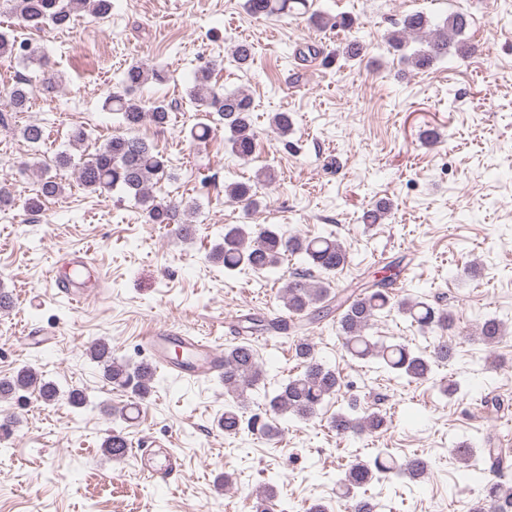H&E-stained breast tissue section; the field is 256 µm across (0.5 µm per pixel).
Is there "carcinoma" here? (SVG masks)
I'll return each mask as SVG.
<instances>
[{
	"label": "carcinoma",
	"mask_w": 512,
	"mask_h": 512,
	"mask_svg": "<svg viewBox=\"0 0 512 512\" xmlns=\"http://www.w3.org/2000/svg\"><path fill=\"white\" fill-rule=\"evenodd\" d=\"M245 11L253 19H271L289 13L308 15V21L316 28L328 25L336 29H349L352 19L347 16L330 18L310 10L309 0H245ZM112 0H0V13L13 16L21 29H40L47 24L63 30L70 28L74 17L83 13L96 19L110 14ZM469 25L467 14L456 11L441 22H436L422 12L403 18L401 26L389 32L387 42L400 51L411 41L420 48L405 57L417 69H426L448 56V49L466 57L472 46L464 41L454 42ZM23 59L29 63L42 64V56L27 42L17 40L14 32L0 31V60ZM233 61L238 66H247L253 59L252 46L239 42L232 50ZM162 71L142 64H132L124 73L125 90L113 94L106 107L117 115L127 134L113 135L95 151L82 159L77 168L82 186L92 193L101 194L117 190L134 200L152 224H178L180 231L190 234V225L182 223V216L190 213L192 205L181 200H165L158 197L154 189L170 177L169 160L156 147L134 135L144 124L162 127L169 119L170 106L154 101L145 106L134 97L139 88L150 82L161 83ZM31 92L15 85L6 94L0 105V126H9L15 111L28 107ZM187 95L196 110L207 117L216 118L224 127L231 153L242 159L251 158L256 149V136L252 125L253 100L244 92H222L211 85L210 72L197 74ZM271 126L282 137L292 130V119L286 112H277L271 117ZM22 137L32 145L45 139V130L38 124H28L21 129ZM64 191L62 183L53 176L41 179L36 197L29 199L27 209L42 208L46 199L56 198ZM226 196L233 202L242 203L248 209L260 206L256 184L235 181L224 186ZM391 211V204L379 200L362 211L359 222L377 224ZM299 255L302 262L322 274L318 280L297 272L283 289L281 300L288 311L291 322L283 319L249 318L247 332L262 336L272 329H295L293 346L301 371L290 374L278 383L271 393H265L263 411L250 417L244 415V395L264 382L265 376L258 363L253 347L240 344L224 349V390L233 401L224 406L218 426L231 437L243 429L256 432L272 441L280 434L277 418L289 415L300 421H308L328 402L336 398L342 387V378L334 369L324 364L317 356L315 345L303 336L310 326L338 313L336 329L347 354L359 360H377L383 368L397 373L410 381H433L441 393L453 396L461 392L458 380H435L434 368L446 365L454 358V349L445 341L432 343L425 350H413L405 344H387L369 334L372 323L384 312L396 310L410 319L411 324L426 332L449 330L453 326L451 310L424 298H394L392 286L399 272L400 263H390L386 269L391 274L373 278L359 288H331L330 276L343 270L349 263V253L344 244L334 235L300 236L288 235L274 227H251L248 224L224 228L223 242L216 245L213 258L224 264L228 271L251 270L260 272L278 268L286 255ZM504 323L496 318L484 320L480 327L481 339L491 345L505 333ZM90 360L97 363L103 378L113 385L141 400L150 395L156 376L148 364L134 367L117 359L111 345L102 339L90 344L87 350ZM29 393L36 399L51 403L59 396L58 388L44 380L32 368H22L13 376L0 380V397H21ZM386 426V417L377 412L358 415L357 405L351 403L339 411L330 421V427L338 435L360 436L374 433ZM481 457L473 453L471 443L451 445L449 454L464 465L468 479L477 484L483 497L469 506L468 512H512V484L499 481L502 477L503 459L492 441H485ZM104 452L113 457L125 455L128 440L123 429L116 427L104 441ZM428 463L414 456L399 461L387 448H380L373 460L356 461L349 465L336 482V494L346 501V512H374L379 504L367 500L368 487L395 479L417 480L424 476ZM260 512H291L286 498L278 497L276 486L267 484L262 492Z\"/></svg>",
	"instance_id": "obj_1"
}]
</instances>
